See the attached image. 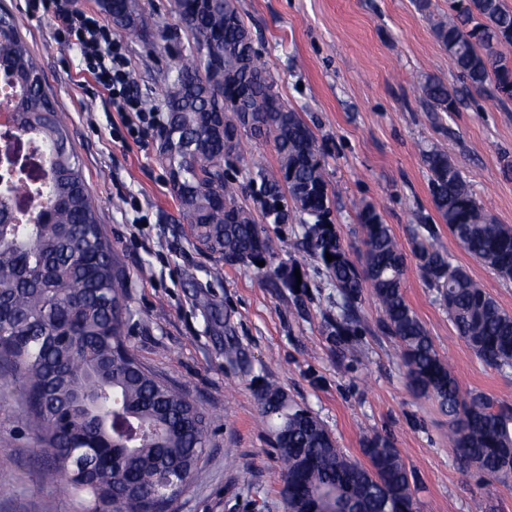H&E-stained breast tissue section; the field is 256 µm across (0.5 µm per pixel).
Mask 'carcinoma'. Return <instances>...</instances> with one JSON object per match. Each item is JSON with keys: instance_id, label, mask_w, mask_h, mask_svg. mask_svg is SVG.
<instances>
[{"instance_id": "obj_1", "label": "carcinoma", "mask_w": 512, "mask_h": 512, "mask_svg": "<svg viewBox=\"0 0 512 512\" xmlns=\"http://www.w3.org/2000/svg\"><path fill=\"white\" fill-rule=\"evenodd\" d=\"M116 27L138 33L156 47L158 16L142 0H100ZM454 13L433 26L468 89L492 85L499 101L512 100V8L505 0H458ZM187 35L162 49L172 60L163 93L167 134L158 157L196 242L227 264L264 266L258 272L282 287H307L299 265L268 263L276 241L240 201L224 173V146L241 154L242 136L272 138L278 173L255 163L249 183L258 195L286 199L283 184L303 188L294 206L267 224L299 215L302 248L322 266L341 297L336 344L362 326L358 301L370 287L383 318L381 332L396 339L412 389L448 414V439L459 460L489 481L512 478V405L485 392H464L439 356L428 330L404 294L406 257L376 207L363 204L361 259L342 243L331 214V191L316 137L284 105L254 45L237 0H170ZM0 74L13 87V129L40 145L43 181L30 185L23 171L0 184V383L24 390L26 429L49 451L43 478L80 502L82 512H115L113 492L123 491L138 512H168L179 482L195 477L213 418L174 386L148 371L124 341V286L112 243L104 234L86 186L69 125L45 88L43 70L12 13L0 6ZM245 89L224 130L209 123L224 100ZM419 90L431 112H456L457 90L428 76ZM433 207L453 240L482 265L512 280V227L487 215L448 153H423ZM413 256L428 287L448 307L457 335L490 368L512 373V315L465 269L436 245L430 224L413 228ZM334 256L327 261L325 254ZM283 390L258 392L260 419L274 436L283 480L307 512H332L331 488L362 512H404L416 503L397 449L383 439L365 443V461L346 455L324 424L291 399L275 405Z\"/></svg>"}]
</instances>
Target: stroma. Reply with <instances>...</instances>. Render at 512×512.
Wrapping results in <instances>:
<instances>
[{
    "mask_svg": "<svg viewBox=\"0 0 512 512\" xmlns=\"http://www.w3.org/2000/svg\"><path fill=\"white\" fill-rule=\"evenodd\" d=\"M35 52L72 142L121 273L129 321L125 340L141 362L177 383L216 416L199 475L175 512H287L282 467L271 433L258 422L261 383L282 387L308 408L338 447L361 457L365 440L397 448L410 471L418 512H512V489L463 468L448 441V417L415 394L400 349L377 325L371 292L360 307L365 328L346 347L334 336L340 298L303 252L299 221L270 224L277 263H299L306 290L262 279L255 265L229 266L194 242L154 133L112 138L119 116L106 93H90L75 48L59 43L50 18L27 0H7ZM254 46L288 109L312 129L333 193L331 219L351 255L361 234L357 211L374 204L409 260L405 294L460 387L512 404V374L482 362L457 336L435 289L410 253L412 229L433 225L437 243L512 312V280L461 249L435 211L425 150L447 151L484 211L512 225V101L465 91L433 32L449 0L429 14L414 0H239ZM130 58L136 89L161 103L169 58L140 36L114 31ZM435 76L462 91L459 111L430 113L418 90ZM19 394L0 400V512H79L60 486L45 484L47 455L28 438Z\"/></svg>",
    "mask_w": 512,
    "mask_h": 512,
    "instance_id": "1",
    "label": "stroma"
}]
</instances>
